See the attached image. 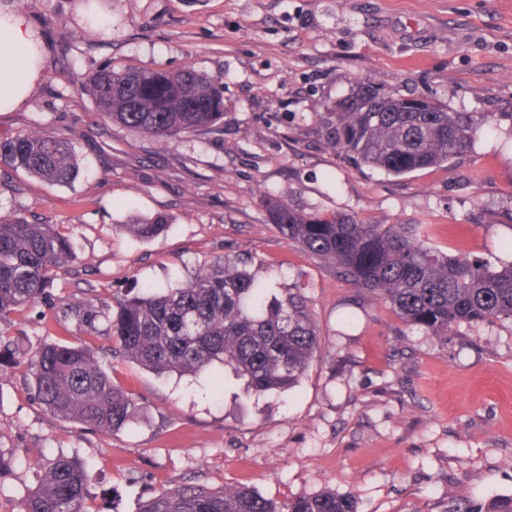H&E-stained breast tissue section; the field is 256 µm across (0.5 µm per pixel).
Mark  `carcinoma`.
Here are the masks:
<instances>
[{
    "label": "carcinoma",
    "mask_w": 512,
    "mask_h": 512,
    "mask_svg": "<svg viewBox=\"0 0 512 512\" xmlns=\"http://www.w3.org/2000/svg\"><path fill=\"white\" fill-rule=\"evenodd\" d=\"M80 90L111 122L151 138L176 140L224 119L222 81L187 66L105 64ZM325 111L335 120L330 140L359 165L394 176L450 166L479 131L469 112L418 108L417 97H384L370 88ZM0 163L55 185L79 176L72 144L33 128L0 138ZM273 224L290 245L331 263L355 287L380 295L410 325L436 337L467 323L512 318V262L499 267L429 246L418 224H366L349 215L307 213L290 203L266 202ZM164 216L126 225L141 240L157 237ZM78 259L57 224L0 215V322L52 298L54 271ZM64 319L95 327L99 344L48 342L27 360L34 397L55 419L115 432L139 412L133 394L104 368L101 357L121 356L158 374L190 375L216 364L257 395L299 385L320 347V333L297 288L267 297L249 266L226 257L164 292L115 297L112 306L56 297ZM89 475L63 454L50 460L35 490L9 512H88ZM139 512H358L354 495L325 491L276 501L247 485L222 489L181 484L162 489ZM448 512H512V496Z\"/></svg>",
    "instance_id": "cac0c4a2"
}]
</instances>
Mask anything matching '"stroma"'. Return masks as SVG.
Returning <instances> with one entry per match:
<instances>
[{"label": "stroma", "mask_w": 512, "mask_h": 512, "mask_svg": "<svg viewBox=\"0 0 512 512\" xmlns=\"http://www.w3.org/2000/svg\"><path fill=\"white\" fill-rule=\"evenodd\" d=\"M42 41L27 105L0 112V137L42 128L73 142L79 178L17 171L0 212L60 225L77 263L58 293L93 304L166 288L217 258H247L270 295L301 287L321 348L298 387L255 396L212 373L159 376L105 358L139 404L128 428L60 421L35 400L24 364L0 359V505L12 508L58 454L92 476L88 512H137L184 483H244L281 501L350 493L359 512H446L449 501L512 495V321L436 338L406 324L332 264L289 246L265 195L309 213L420 224L428 244L512 261V0H111L87 28L75 0H10ZM112 62L221 79L224 121L174 141L113 124L68 79ZM434 99L481 124L450 168L395 177L357 165L327 138L326 106L360 85ZM165 215L152 240L134 218ZM0 333L25 348L80 342L87 326L42 303Z\"/></svg>", "instance_id": "35a3bbf8"}]
</instances>
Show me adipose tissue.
Masks as SVG:
<instances>
[{"label":"adipose tissue","mask_w":512,"mask_h":512,"mask_svg":"<svg viewBox=\"0 0 512 512\" xmlns=\"http://www.w3.org/2000/svg\"><path fill=\"white\" fill-rule=\"evenodd\" d=\"M34 29L23 11L0 16V112H13L28 100L40 75L34 60Z\"/></svg>","instance_id":"ef3b65f1"}]
</instances>
